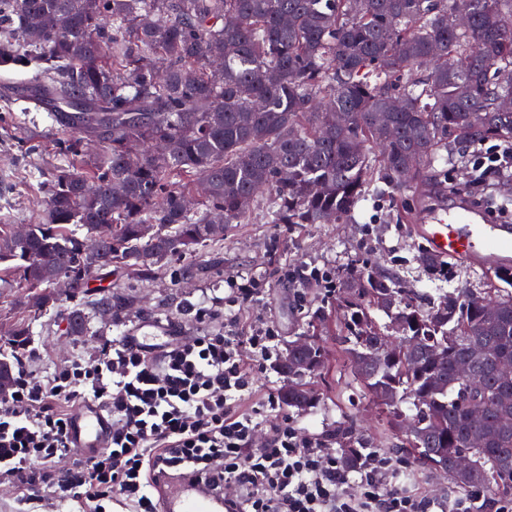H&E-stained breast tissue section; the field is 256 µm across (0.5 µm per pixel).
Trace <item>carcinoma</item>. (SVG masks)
Returning <instances> with one entry per match:
<instances>
[{
    "mask_svg": "<svg viewBox=\"0 0 512 512\" xmlns=\"http://www.w3.org/2000/svg\"><path fill=\"white\" fill-rule=\"evenodd\" d=\"M353 2L0 0V68L32 72L38 105L105 143L91 165L79 142L65 149L68 164L38 186L24 238L0 224V288L24 289L36 316L55 305L63 279L74 300L66 320L80 328L99 269L148 277L247 223L258 201L273 224L338 221L378 177L423 191L442 152L512 143V111L499 107L512 98V0ZM461 8L465 29L448 22ZM40 18L55 23L31 40ZM462 56L465 72L453 67ZM394 98L402 111H390ZM195 195L200 210L186 205ZM340 288L337 347L352 380L400 433L411 464L484 493L475 512H493L512 496V378L497 370L512 362V292L456 288L424 303L378 269L352 272ZM476 350L485 386L474 394L455 369ZM330 363L317 337L288 342L282 405H320L315 379ZM475 398L486 403L480 420ZM332 437L348 469L373 447L349 420ZM463 453L471 468L459 473Z\"/></svg>",
    "mask_w": 512,
    "mask_h": 512,
    "instance_id": "cac0c4a2",
    "label": "carcinoma"
}]
</instances>
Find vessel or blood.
I'll return each mask as SVG.
<instances>
[{
  "label": "vessel or blood",
  "mask_w": 512,
  "mask_h": 512,
  "mask_svg": "<svg viewBox=\"0 0 512 512\" xmlns=\"http://www.w3.org/2000/svg\"><path fill=\"white\" fill-rule=\"evenodd\" d=\"M421 236L430 252L440 258H467L497 265L512 263V226L486 223L483 210L466 193H459L454 204H432L421 218ZM169 330L148 324L134 327L128 344L134 348L159 342ZM112 435V420L96 404L77 410L71 420L70 437L74 447L89 455L106 448ZM153 494L160 512H228L222 493L195 476L181 474L155 483Z\"/></svg>",
  "instance_id": "1"
}]
</instances>
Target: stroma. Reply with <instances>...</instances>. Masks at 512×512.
<instances>
[{
  "label": "stroma",
  "instance_id": "1",
  "mask_svg": "<svg viewBox=\"0 0 512 512\" xmlns=\"http://www.w3.org/2000/svg\"><path fill=\"white\" fill-rule=\"evenodd\" d=\"M76 136L35 105L0 90V224L31 223L37 207L34 186L51 178L65 145ZM473 160L474 152L467 148L439 161L438 197L452 202L458 189L480 197V190L466 178ZM428 202L420 193L397 192L380 181L354 218L332 224H272L264 210H253L249 223L233 225L223 240L198 246L149 278L113 268L95 273L88 295L111 294L117 306L111 322L91 315L84 332H72L61 319L71 302L61 294L54 309L29 319L28 339L46 352L50 363L60 364L77 355L96 354L105 338L127 335L141 323L170 324L189 334L195 324L184 313L186 304L221 301L226 278L234 276L242 283L258 280L262 289L261 300L244 313V324L274 326L284 344L312 333L332 351L334 322L313 318L317 309L335 299L323 287L320 273H331L339 281L347 272L378 268L393 273L402 288L428 301L459 287L477 293L498 287L489 266L445 259L431 267L420 261L427 244L414 226ZM318 386L326 395L324 403L287 411L300 436L325 437L347 415L358 420L378 452L401 456L397 436L385 429L378 409L341 361L331 363Z\"/></svg>",
  "mask_w": 512,
  "mask_h": 512
}]
</instances>
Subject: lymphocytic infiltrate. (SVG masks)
<instances>
[{
  "label": "lymphocytic infiltrate",
  "instance_id": "lymphocytic-infiltrate-1",
  "mask_svg": "<svg viewBox=\"0 0 512 512\" xmlns=\"http://www.w3.org/2000/svg\"><path fill=\"white\" fill-rule=\"evenodd\" d=\"M228 287L223 310L188 307L195 335L158 347L109 339L97 355L40 373L45 352L19 345L14 386L0 398V483L44 512L66 504L71 512H157L148 487L183 470L239 512H429L425 496L393 487L397 458L375 452L351 471L325 441L298 435L276 393L258 384L278 358L277 330L241 322L261 290L234 279ZM91 401L110 414L112 436L106 450L86 456L73 448L68 423ZM260 429L266 440L257 448ZM63 459L71 466L61 471Z\"/></svg>",
  "mask_w": 512,
  "mask_h": 512
}]
</instances>
